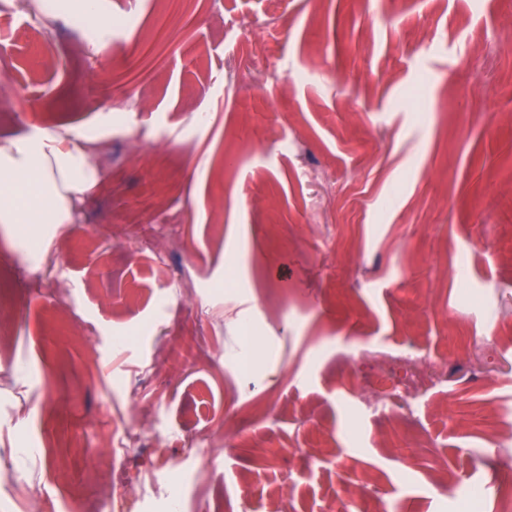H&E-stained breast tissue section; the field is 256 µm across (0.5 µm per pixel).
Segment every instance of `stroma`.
<instances>
[{
  "mask_svg": "<svg viewBox=\"0 0 512 512\" xmlns=\"http://www.w3.org/2000/svg\"><path fill=\"white\" fill-rule=\"evenodd\" d=\"M99 8L73 30L0 0V140L91 129L102 173L70 224L38 227L42 268L0 232V482L56 512H123L127 482L169 460L208 468L187 512H319L365 486L385 512H497L512 433L484 425L512 407V43L477 44L512 0ZM258 62L279 81L237 95ZM174 232L180 248L154 247ZM411 358L436 370L413 425L385 424ZM142 378L136 407L164 436L113 454Z\"/></svg>",
  "mask_w": 512,
  "mask_h": 512,
  "instance_id": "35a3bbf8",
  "label": "stroma"
}]
</instances>
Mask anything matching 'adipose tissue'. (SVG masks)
<instances>
[{
    "label": "adipose tissue",
    "instance_id": "ef3b65f1",
    "mask_svg": "<svg viewBox=\"0 0 512 512\" xmlns=\"http://www.w3.org/2000/svg\"><path fill=\"white\" fill-rule=\"evenodd\" d=\"M91 131L75 127L61 136L48 124L32 125L23 137L0 142V225L15 237L32 224L71 221L72 198L101 179L85 147Z\"/></svg>",
    "mask_w": 512,
    "mask_h": 512
}]
</instances>
